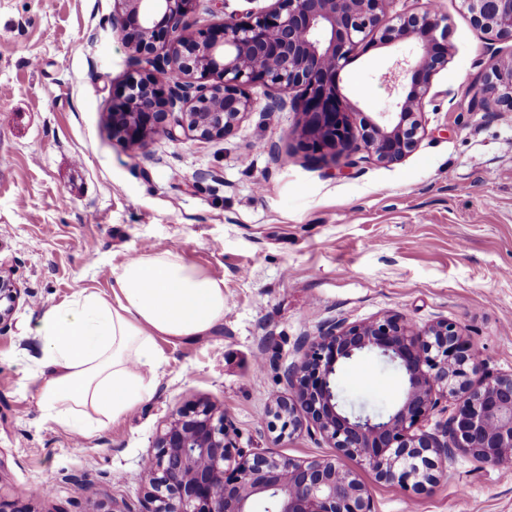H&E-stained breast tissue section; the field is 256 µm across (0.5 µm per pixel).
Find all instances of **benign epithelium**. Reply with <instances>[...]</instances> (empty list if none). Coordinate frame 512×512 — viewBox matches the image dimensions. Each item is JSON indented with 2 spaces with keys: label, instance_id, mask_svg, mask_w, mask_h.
<instances>
[{
  "label": "benign epithelium",
  "instance_id": "obj_1",
  "mask_svg": "<svg viewBox=\"0 0 512 512\" xmlns=\"http://www.w3.org/2000/svg\"><path fill=\"white\" fill-rule=\"evenodd\" d=\"M113 27L131 51L132 69L112 96V132L132 144L150 133L172 140L177 129L200 139L222 137L253 111L247 87L263 83L283 96L269 110L290 106L302 115L296 130L313 152L393 164L424 131L420 115L432 77L448 60L446 17L426 10L388 17L389 0H273L249 22L226 20L190 30L200 0H115ZM474 25L496 40L512 41V0H462ZM426 35L411 59L396 61L385 79L409 92L391 112L360 123L341 92L339 74L350 53L379 36L392 46ZM294 93L291 100L284 95ZM500 112H512V58L496 61L477 90ZM288 368L292 397L271 410L290 433L311 422L363 469L385 482L414 488L438 480V463L461 451L495 468L512 467V372L486 374L457 327L446 319L419 326L395 314L348 324L329 321L301 344ZM373 352L405 372L398 404L386 414L347 411L336 389L341 361ZM452 414L432 432L415 427L440 399ZM224 417L202 405L175 410L155 451L143 464L150 491L146 512H373L358 473L338 459L297 461L271 452L232 456Z\"/></svg>",
  "mask_w": 512,
  "mask_h": 512
}]
</instances>
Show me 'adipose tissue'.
I'll return each mask as SVG.
<instances>
[{"instance_id":"1","label":"adipose tissue","mask_w":512,"mask_h":512,"mask_svg":"<svg viewBox=\"0 0 512 512\" xmlns=\"http://www.w3.org/2000/svg\"><path fill=\"white\" fill-rule=\"evenodd\" d=\"M112 298L83 290L39 322L53 369L40 389L46 416L81 436L139 405L157 366L156 337L180 342L212 335L224 323V280L171 251L142 252L113 270ZM99 414L86 420L84 408Z\"/></svg>"}]
</instances>
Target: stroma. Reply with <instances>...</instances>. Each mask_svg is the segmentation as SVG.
<instances>
[{
	"label": "stroma",
	"mask_w": 512,
	"mask_h": 512,
	"mask_svg": "<svg viewBox=\"0 0 512 512\" xmlns=\"http://www.w3.org/2000/svg\"><path fill=\"white\" fill-rule=\"evenodd\" d=\"M448 18V62L432 79L425 134L402 161H329L304 151L299 113L254 110L224 138H113L112 91L130 53L115 0H0V262L21 296L0 330V501L20 512H142V462L176 408L223 414L235 447L310 461L335 450L313 428L282 433L299 343L328 321L390 311L456 324L491 374L512 371V112L476 105L480 78L512 41L473 25L461 0H391L389 17ZM411 44L361 46L340 75L353 111H392L382 76ZM143 250L174 251L224 279L212 336L155 340L149 395L95 436L49 419L36 333L83 290L112 295V270ZM402 371L366 353L340 363L347 408L390 409ZM373 512H512V469L459 453L421 489L363 472Z\"/></svg>",
	"instance_id": "35a3bbf8"
}]
</instances>
